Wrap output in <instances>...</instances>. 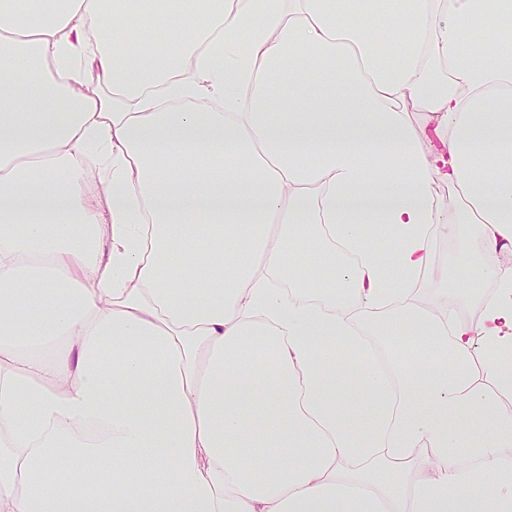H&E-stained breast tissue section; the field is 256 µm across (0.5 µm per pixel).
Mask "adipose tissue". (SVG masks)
<instances>
[{"mask_svg": "<svg viewBox=\"0 0 512 512\" xmlns=\"http://www.w3.org/2000/svg\"><path fill=\"white\" fill-rule=\"evenodd\" d=\"M510 19L512 0H0V512H512V274L490 262L512 250V41L478 60ZM310 222L358 258L322 303L274 286ZM462 223L495 284L474 321L447 286L434 311L409 299ZM370 313L400 337L392 416Z\"/></svg>", "mask_w": 512, "mask_h": 512, "instance_id": "1", "label": "adipose tissue"}]
</instances>
